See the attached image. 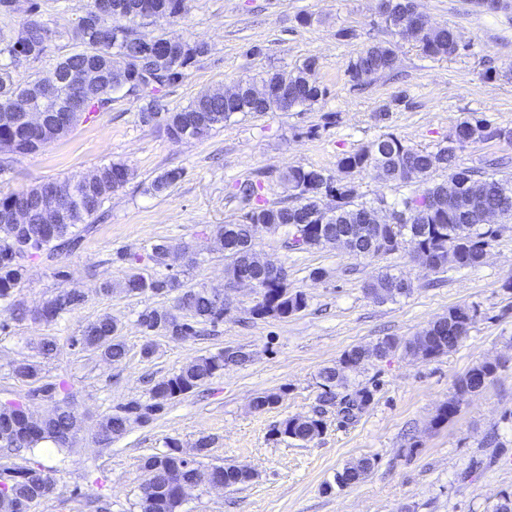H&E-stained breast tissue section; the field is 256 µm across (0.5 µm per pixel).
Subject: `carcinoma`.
Instances as JSON below:
<instances>
[{"label":"carcinoma","instance_id":"obj_1","mask_svg":"<svg viewBox=\"0 0 512 512\" xmlns=\"http://www.w3.org/2000/svg\"><path fill=\"white\" fill-rule=\"evenodd\" d=\"M11 2L0 0V21L4 24L0 28V108L11 105L28 86L37 82L35 78L24 84L15 80L14 44L21 42L27 51H36L33 56L36 61L46 53L54 35L53 31L34 19L39 9L35 0L29 2L28 14L21 16L10 10ZM382 2L386 10L385 26L394 35L398 34L395 27L409 21L412 10L418 7L417 0ZM143 4L149 10L161 11L171 17H182L187 13V0H127L128 7L135 14ZM140 24L139 19L118 27L107 25L94 28L89 24L76 23L67 32L75 50L59 58L56 68L77 65L92 58L106 61L118 53L130 59L132 69L128 82L132 83L137 80L140 71L149 68V61L141 55L144 45L150 41H182L186 47L183 60L158 80L159 86L152 88L148 94L130 93L133 99L143 102L140 107L142 122L150 123L151 116L156 114L157 93L164 87L183 81L199 59L210 53V47L184 33L153 35L140 30ZM414 42L426 56L432 58H449L467 49L455 29L438 28L429 23L414 26ZM396 63L397 55L391 43L371 42L349 59L346 73L353 85L362 87L371 84L377 76L393 70ZM319 69L318 58L309 56L288 76L290 101L286 108L272 98L245 96L230 100L218 94L204 95L182 109L163 113L165 132L168 135L181 132L205 115L209 123L197 132V139L202 140L237 113L263 114L310 106L326 94L325 87L318 80ZM122 90L124 87L117 85L112 87V91L100 94L89 104L88 111L108 110L114 101L112 94ZM454 132L455 139L433 150L414 148L394 133L384 132L338 161L337 166L348 175L377 167L378 176L384 181L417 185V189L392 203L383 198L360 201L352 182L337 181L326 169L315 166H293L282 173L281 179L291 190L288 202L269 203L261 199V183L258 180L238 182L237 195L250 203V209L240 222L218 225L214 230L216 246L224 252L227 261L225 273L230 278L237 276L241 263L253 247L252 227L256 224L287 227L288 249L303 250L327 247L330 240L339 235L353 228L361 229L362 225L371 223V217L378 209L386 210L391 216V223L383 225L378 232L382 243L359 239L356 257L391 254L408 242L412 246L414 259L429 273L439 274L450 269H472L482 265L495 242L497 229L491 224H482L480 214L497 211L501 220H512V176L503 175L509 162L491 159L479 168H458L455 159L458 151L474 144L491 139L511 141L512 127L496 126L483 119L464 118L455 124ZM0 140L16 142L20 157L46 149L42 144H33L31 135L12 128H0ZM437 169L451 170L450 176L458 179L462 185L452 209L446 203L447 186L442 182L430 181L431 173ZM102 170L108 179L104 188L93 196L82 194L78 177L41 181L22 191L0 193V208L9 206L21 196L33 198L66 184L72 185L76 193L71 222L58 224L52 235L33 241L28 253L20 259L8 255L11 246L0 241V301L11 298L14 290L25 280L32 264L53 261L77 250L92 226L106 219V202L129 182L131 172L127 165L114 162L102 165ZM182 175L183 170L179 168L167 170L150 182L147 191L164 195ZM253 274L261 282L262 300L252 308V318H287L306 308L305 294L293 289L289 283L268 281L261 277L258 269L253 270ZM397 280V275L385 271L379 273L369 287L380 290L382 303L410 294L412 288L400 287ZM116 289L130 296L177 292L173 306L146 307L139 313L137 322L147 336L160 333L171 340L184 341L200 335L198 326H214L224 321V307L217 305L212 291L205 287H187L175 276L147 279L137 272H131L116 285L106 281L100 286L104 294ZM84 301L83 292L74 288L43 302L34 311V316L50 323L64 313L75 311ZM185 312L191 319H185ZM475 319V311L466 306H455L448 309V315L410 339L385 336L370 347L354 346L344 351L336 366L327 367L319 373L321 392L318 395L319 406L313 415L303 421L294 416L284 419L272 428V436L305 442L322 435L326 428L324 414L328 407L336 408L337 414L346 421L357 418L373 402L374 391L366 385L349 389V371L366 361L382 359L398 351L429 360L443 356L467 338ZM77 344L98 352L107 363H118L126 355L119 326L108 314L85 324L80 336L71 337L70 345ZM223 369L224 352L220 351L201 356L158 380L149 391L148 401H130L97 423V442L110 445L112 439L126 433L130 424L150 422L167 403L202 386ZM497 369L498 365L492 362L472 367L455 382V393L440 408L437 418L445 421L456 416L465 397L484 388ZM12 371L15 377L23 381H35L41 373V365L22 358L13 363ZM39 399L52 400L54 406L44 421L31 423L27 419L30 403ZM74 420L64 384L48 383L33 389L26 403L9 402L0 406V436L6 434L11 437L10 451L18 452L42 443L68 449L75 442L72 437ZM165 446V451L142 459L141 469L148 472L151 490L141 494L136 504L138 512H179L183 504L180 486L195 482L205 474L222 479L226 487L243 486L254 479V475L248 473L247 464L203 468L195 461L188 465L178 454V439H168ZM372 467V460L363 458L344 468L336 476L337 483L342 486L356 483ZM57 490V478L50 471L34 467H5L0 471V498L8 502L11 512H28L33 499L48 498Z\"/></svg>","mask_w":512,"mask_h":512}]
</instances>
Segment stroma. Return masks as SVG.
I'll list each match as a JSON object with an SVG mask.
<instances>
[{"mask_svg":"<svg viewBox=\"0 0 512 512\" xmlns=\"http://www.w3.org/2000/svg\"><path fill=\"white\" fill-rule=\"evenodd\" d=\"M431 21L454 28L467 49L450 58L426 57L409 39L392 37L378 15V0H190L186 16L149 24L148 32L184 33L207 42L211 52L183 82L159 92L162 109L186 107L198 96L257 78L269 71L294 72L308 56L320 61L318 79L326 95L289 112L234 115L203 140L174 141L161 121L139 118L140 104L116 94L107 112L83 114L79 124L46 151L16 160L0 175V190H21L41 180L81 176L109 162L128 165L133 176L112 196L108 219L95 226L82 248L59 259L56 268L35 264L11 301L0 302V404L26 401L34 385L14 377L15 360L37 355L42 339L56 337L58 352L42 360V379L65 382L70 402L84 422L73 448L51 444L6 453L0 465L39 467L55 473L57 493L34 512H137L145 475L142 457L163 451L167 438L184 451L210 436V464L246 463L256 471L244 486L221 491L199 486L180 512H493L512 497V223L475 269L432 276L412 258L410 244L375 258H354L333 247L286 248L287 228L264 229L254 238L262 259L288 271L292 287L307 297L302 311L285 319H251L255 295L247 288L231 295L223 323L203 339L176 342L153 336L154 353L143 357L145 337L137 323L145 307H171L170 294L129 296L98 291L102 281L120 282L130 272L161 279L185 272L186 285L223 288V252L213 245L219 224L240 220L248 207L236 195L237 182L261 175L268 201L289 198L280 174L291 166H316L337 174L338 160L385 132L406 144L430 148L446 141L457 120L484 118L512 126V10L476 11L469 0H419ZM86 0H39L38 21L55 35L44 57L19 65L24 83L50 74L70 53L63 33L81 16ZM393 41L398 63L367 88H353L348 60L363 45ZM496 77L486 78L487 68ZM390 116L378 121L377 113ZM182 169L169 195L146 193L162 172ZM188 245L193 264L173 268L148 258L159 241ZM322 278H315V271ZM411 280L410 295L376 301L365 285L378 272ZM80 288L85 302L47 323L33 316L45 300ZM467 306L477 317L468 338L441 357L423 360L395 353L350 372L353 383L376 385L372 404L354 421L326 416L325 432L310 443L276 440L278 422L311 414L319 373L345 350L368 347L390 335L409 338ZM108 314L118 323L127 354L118 363L97 352L71 347L69 337ZM252 354L243 366H228L194 392L166 405L156 419L134 424L97 444L101 417L132 400H147L151 386L185 364L225 347ZM498 363L495 376L471 394L452 420L439 424V408L454 384L472 367ZM282 392L273 408L257 411L251 401ZM369 457L371 472L338 486L349 463Z\"/></svg>","mask_w":512,"mask_h":512,"instance_id":"obj_1","label":"stroma"}]
</instances>
